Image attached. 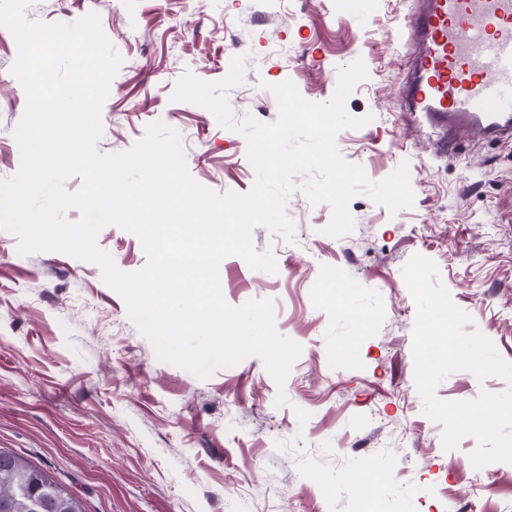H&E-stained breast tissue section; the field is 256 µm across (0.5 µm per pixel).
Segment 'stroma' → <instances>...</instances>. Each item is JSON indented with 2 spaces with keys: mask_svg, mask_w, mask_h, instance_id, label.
Segmentation results:
<instances>
[{
  "mask_svg": "<svg viewBox=\"0 0 512 512\" xmlns=\"http://www.w3.org/2000/svg\"><path fill=\"white\" fill-rule=\"evenodd\" d=\"M33 0L28 19L70 24L98 13L123 63L102 107L98 149L117 153L161 120L181 135L201 185L245 193L255 182L243 135L206 108L172 101L184 72L223 79L235 120L270 123L271 85L293 81L314 103L334 95L339 68L368 76L345 101L358 129L338 133L343 158L378 182L407 164L413 207L390 211L368 196L348 209L352 232L331 237L328 204L288 199L293 240L256 227L273 273L237 256L219 266L234 306L274 302L275 328L302 352L284 387L250 356L201 380L159 361L122 297L94 263L60 252L19 254L0 230V448L49 472L85 512H512V464L474 468L473 438L445 450L416 390V305L402 275L433 259L453 302L512 362V138L438 133L407 112L401 89L414 47L406 29L417 0ZM12 34L0 27V179L20 167L13 136L26 94L11 74ZM99 246L125 272L147 258L139 239L105 227ZM467 371L437 388L448 401L504 391ZM310 417L299 423L295 411ZM362 477L355 485L353 477Z\"/></svg>",
  "mask_w": 512,
  "mask_h": 512,
  "instance_id": "stroma-1",
  "label": "stroma"
}]
</instances>
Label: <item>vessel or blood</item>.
Instances as JSON below:
<instances>
[{
    "label": "vessel or blood",
    "instance_id": "obj_1",
    "mask_svg": "<svg viewBox=\"0 0 512 512\" xmlns=\"http://www.w3.org/2000/svg\"><path fill=\"white\" fill-rule=\"evenodd\" d=\"M416 51L409 111L444 133L512 137V0H419L407 17Z\"/></svg>",
    "mask_w": 512,
    "mask_h": 512
}]
</instances>
